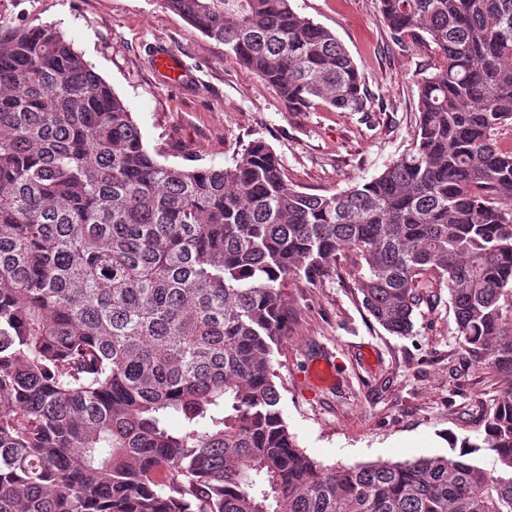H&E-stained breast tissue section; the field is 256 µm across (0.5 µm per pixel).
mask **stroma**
Returning a JSON list of instances; mask_svg holds the SVG:
<instances>
[{
	"label": "stroma",
	"instance_id": "35a3bbf8",
	"mask_svg": "<svg viewBox=\"0 0 512 512\" xmlns=\"http://www.w3.org/2000/svg\"><path fill=\"white\" fill-rule=\"evenodd\" d=\"M333 32L363 72L372 111L316 103L294 112L224 47L163 0H0V19L56 26L128 105L164 164L230 165L255 140L279 156L289 184L331 195L379 175L409 144L417 82L444 64L434 45L392 41L379 0H291ZM171 54L180 82L153 59ZM353 251L315 282L289 280L288 336L272 356L280 407L300 448L316 461L354 465L450 454L453 437L479 436L501 387L463 349L447 289L395 336L362 307ZM334 362L338 385L307 380L314 358Z\"/></svg>",
	"mask_w": 512,
	"mask_h": 512
}]
</instances>
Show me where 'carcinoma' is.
<instances>
[{
	"mask_svg": "<svg viewBox=\"0 0 512 512\" xmlns=\"http://www.w3.org/2000/svg\"><path fill=\"white\" fill-rule=\"evenodd\" d=\"M379 2L395 43L444 66L408 148L332 195L295 189L261 140L224 167L161 163L61 31L0 22V512H512V0ZM164 4L291 110L372 111L290 0ZM348 251L384 330L412 333L446 288L505 386L458 455L331 467L290 432L288 279Z\"/></svg>",
	"mask_w": 512,
	"mask_h": 512,
	"instance_id": "carcinoma-1",
	"label": "carcinoma"
}]
</instances>
